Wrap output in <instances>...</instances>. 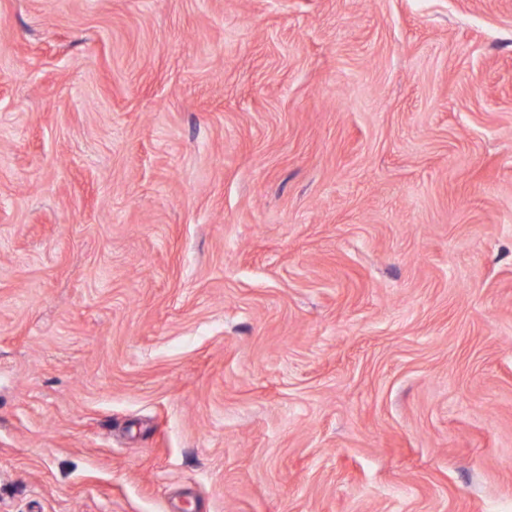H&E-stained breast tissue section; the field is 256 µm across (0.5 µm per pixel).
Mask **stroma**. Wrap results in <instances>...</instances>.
<instances>
[{
    "mask_svg": "<svg viewBox=\"0 0 512 512\" xmlns=\"http://www.w3.org/2000/svg\"><path fill=\"white\" fill-rule=\"evenodd\" d=\"M0 512H512V0H0Z\"/></svg>",
    "mask_w": 512,
    "mask_h": 512,
    "instance_id": "35a3bbf8",
    "label": "stroma"
}]
</instances>
